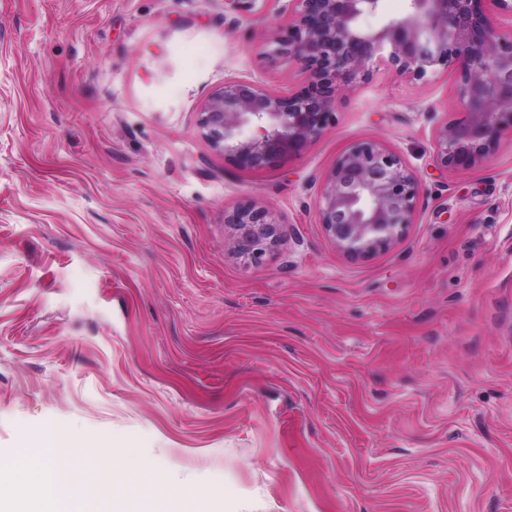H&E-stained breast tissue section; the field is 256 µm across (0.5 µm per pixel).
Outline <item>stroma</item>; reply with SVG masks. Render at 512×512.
Segmentation results:
<instances>
[{
    "label": "stroma",
    "instance_id": "35a3bbf8",
    "mask_svg": "<svg viewBox=\"0 0 512 512\" xmlns=\"http://www.w3.org/2000/svg\"><path fill=\"white\" fill-rule=\"evenodd\" d=\"M287 0H0V453L66 426L248 512H512V130L433 159L453 70L374 69L301 154L240 170L198 112L230 81L306 79L275 54ZM414 173L405 236H325L338 155ZM267 207L261 263L224 214Z\"/></svg>",
    "mask_w": 512,
    "mask_h": 512
}]
</instances>
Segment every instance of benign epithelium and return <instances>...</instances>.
<instances>
[{
  "instance_id": "benign-epithelium-1",
  "label": "benign epithelium",
  "mask_w": 512,
  "mask_h": 512,
  "mask_svg": "<svg viewBox=\"0 0 512 512\" xmlns=\"http://www.w3.org/2000/svg\"><path fill=\"white\" fill-rule=\"evenodd\" d=\"M512 15V0H410L377 29L364 19L381 0H293V18L271 34L276 53L306 74L295 91L226 82L203 103L199 127L224 159L261 170L304 151L336 120V99L384 65L416 81L440 68L457 74L458 117L436 136L435 162L469 169L512 129V36L487 2ZM418 183L402 159L374 140L342 152L318 200L319 223L353 260L390 249L413 221ZM231 253L258 263L280 239L268 209L249 200L224 214Z\"/></svg>"
}]
</instances>
